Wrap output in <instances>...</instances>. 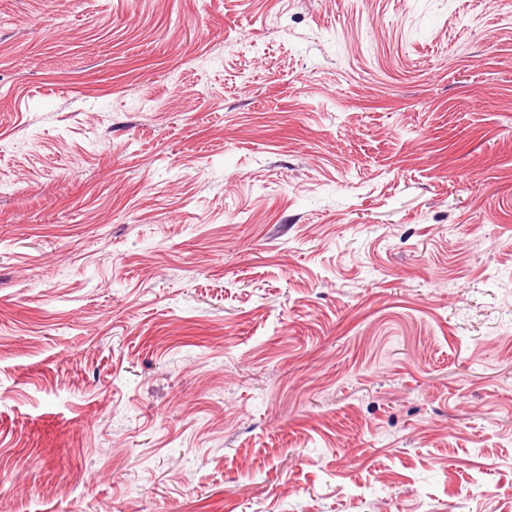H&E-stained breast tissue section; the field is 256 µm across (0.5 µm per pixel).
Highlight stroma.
Instances as JSON below:
<instances>
[{
    "label": "stroma",
    "instance_id": "1",
    "mask_svg": "<svg viewBox=\"0 0 512 512\" xmlns=\"http://www.w3.org/2000/svg\"><path fill=\"white\" fill-rule=\"evenodd\" d=\"M512 0H0V512H512Z\"/></svg>",
    "mask_w": 512,
    "mask_h": 512
}]
</instances>
